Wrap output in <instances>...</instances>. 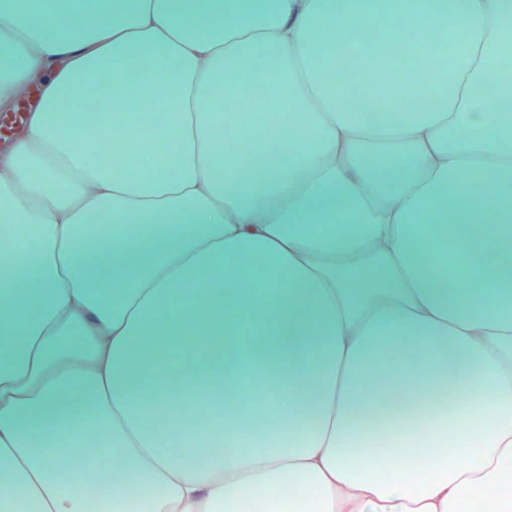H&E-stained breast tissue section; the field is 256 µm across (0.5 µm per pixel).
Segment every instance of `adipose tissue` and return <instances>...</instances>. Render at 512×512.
Returning <instances> with one entry per match:
<instances>
[{
    "mask_svg": "<svg viewBox=\"0 0 512 512\" xmlns=\"http://www.w3.org/2000/svg\"><path fill=\"white\" fill-rule=\"evenodd\" d=\"M378 18L382 42L347 44ZM340 48L350 67L325 80ZM26 84L37 103L0 148V223L39 230L0 242V512L512 498V0H0V111ZM98 85L164 120L59 124ZM356 92L399 120H366ZM415 224L452 241L454 278L418 261ZM200 319L210 344L175 377L166 355L131 361L143 326L170 342ZM247 363L288 376L257 418ZM173 382L182 400L149 417ZM448 391L467 397L452 419ZM202 395L204 431L186 407ZM92 435L108 503L61 456Z\"/></svg>",
    "mask_w": 512,
    "mask_h": 512,
    "instance_id": "ef3b65f1",
    "label": "adipose tissue"
}]
</instances>
